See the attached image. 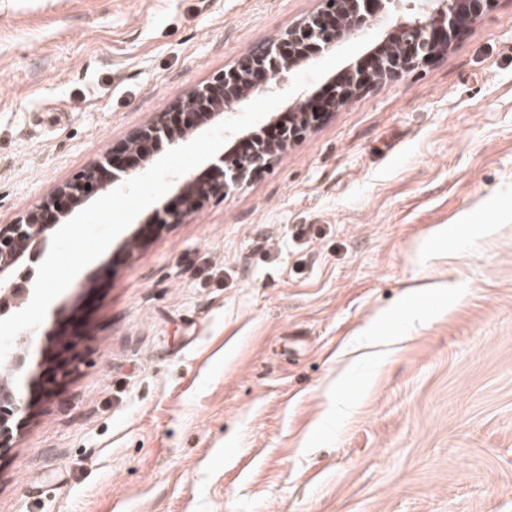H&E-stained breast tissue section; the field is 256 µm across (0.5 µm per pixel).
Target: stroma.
I'll use <instances>...</instances> for the list:
<instances>
[{
  "label": "stroma",
  "mask_w": 512,
  "mask_h": 512,
  "mask_svg": "<svg viewBox=\"0 0 512 512\" xmlns=\"http://www.w3.org/2000/svg\"><path fill=\"white\" fill-rule=\"evenodd\" d=\"M319 0H0V224ZM51 304L0 512H512V0Z\"/></svg>",
  "instance_id": "obj_1"
}]
</instances>
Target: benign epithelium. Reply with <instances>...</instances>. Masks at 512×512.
Returning a JSON list of instances; mask_svg holds the SVG:
<instances>
[{
  "label": "benign epithelium",
  "mask_w": 512,
  "mask_h": 512,
  "mask_svg": "<svg viewBox=\"0 0 512 512\" xmlns=\"http://www.w3.org/2000/svg\"><path fill=\"white\" fill-rule=\"evenodd\" d=\"M404 0H320L319 8L289 27L271 45L241 54L228 70L180 96L171 109L159 112L129 136L138 144L108 150L86 171L40 199L13 224L0 225V318L25 308L32 296L31 263L42 258L57 227L73 210L140 173L165 149L188 140L180 127L194 132L231 114L234 106L254 91H279L288 72L302 62L332 51L342 40L374 29L385 30L365 58L341 70L334 82L335 96L327 107L307 98L291 101L286 111L270 116L257 132H237L233 146L215 157L207 175L180 178L177 201L157 211L146 229L180 223L203 202L246 186L269 170L277 157L303 139L327 111L348 102L370 82L401 78L448 47L458 32L474 23L489 0H411V12L392 16L386 5ZM33 336L25 346L12 348L3 364L12 371L0 382V454L13 448L22 428L34 415L40 398L36 374H69V363L48 364L44 346L32 359Z\"/></svg>",
  "instance_id": "benign-epithelium-1"
}]
</instances>
